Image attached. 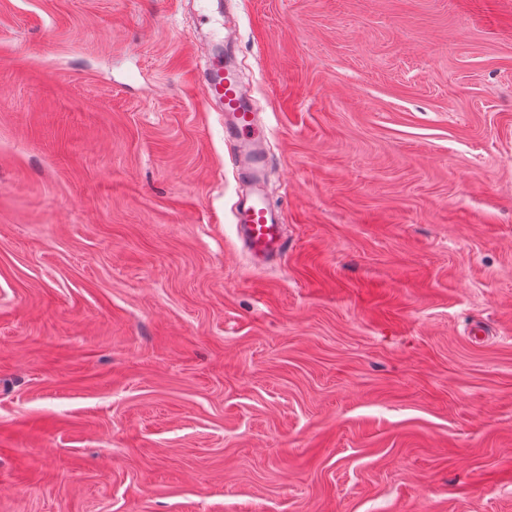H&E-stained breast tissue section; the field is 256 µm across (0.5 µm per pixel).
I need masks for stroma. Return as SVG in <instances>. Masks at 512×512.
I'll use <instances>...</instances> for the list:
<instances>
[{
    "label": "stroma",
    "mask_w": 512,
    "mask_h": 512,
    "mask_svg": "<svg viewBox=\"0 0 512 512\" xmlns=\"http://www.w3.org/2000/svg\"><path fill=\"white\" fill-rule=\"evenodd\" d=\"M251 268L192 0H0V512H512V0H233ZM234 217L236 234L257 264L286 253L288 242L283 237L282 214L261 193L243 198L235 208Z\"/></svg>",
    "instance_id": "obj_1"
}]
</instances>
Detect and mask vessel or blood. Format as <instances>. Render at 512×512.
<instances>
[{
    "instance_id": "b4317fda",
    "label": "vessel or blood",
    "mask_w": 512,
    "mask_h": 512,
    "mask_svg": "<svg viewBox=\"0 0 512 512\" xmlns=\"http://www.w3.org/2000/svg\"><path fill=\"white\" fill-rule=\"evenodd\" d=\"M205 105H215L224 114V138L236 151L233 165L241 182L256 185L261 181L268 159L262 148L264 135L252 112L248 94L222 57H212L202 79ZM238 238L256 263L283 256L288 242L283 236L282 214L269 205L261 193L243 198L234 212Z\"/></svg>"
}]
</instances>
